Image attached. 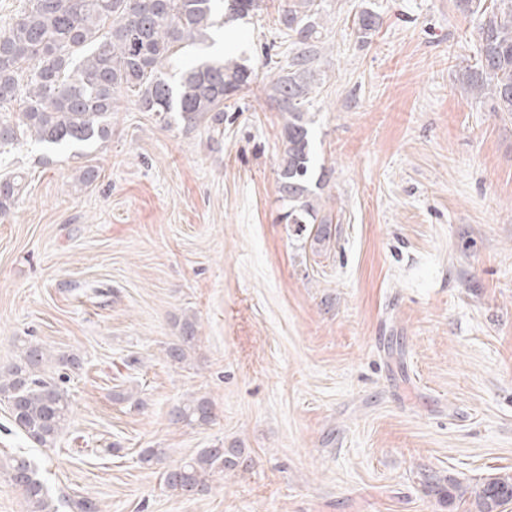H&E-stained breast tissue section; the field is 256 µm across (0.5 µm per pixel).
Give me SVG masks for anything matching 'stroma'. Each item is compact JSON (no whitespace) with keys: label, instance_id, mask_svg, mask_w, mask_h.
I'll list each match as a JSON object with an SVG mask.
<instances>
[{"label":"stroma","instance_id":"stroma-1","mask_svg":"<svg viewBox=\"0 0 512 512\" xmlns=\"http://www.w3.org/2000/svg\"><path fill=\"white\" fill-rule=\"evenodd\" d=\"M282 4L183 49L254 70L222 124L163 122L128 92L106 141L0 155V179L26 182L0 219V371L22 338L80 360L46 372L72 401L56 448L2 400L0 458L32 460L59 512H475L424 475L512 474V114L458 78L476 21L455 0H321L307 112L334 223L317 245L280 220ZM192 398L211 421L174 423ZM223 447L248 460L207 493L165 486L167 465ZM196 339V325L193 320L186 318L180 328L178 343L165 350L166 357L173 363H183L187 360L189 351L194 347Z\"/></svg>","mask_w":512,"mask_h":512}]
</instances>
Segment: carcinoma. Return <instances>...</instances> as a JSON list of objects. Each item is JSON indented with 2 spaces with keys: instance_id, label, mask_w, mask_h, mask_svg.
<instances>
[{
  "instance_id": "1",
  "label": "carcinoma",
  "mask_w": 512,
  "mask_h": 512,
  "mask_svg": "<svg viewBox=\"0 0 512 512\" xmlns=\"http://www.w3.org/2000/svg\"><path fill=\"white\" fill-rule=\"evenodd\" d=\"M261 7L262 0H30L0 35V104L23 103L16 116H0V149L28 141L48 147L104 141L124 91L137 92L140 110L165 120L176 112L189 127L206 119L222 122L224 100L251 82L249 66L235 59L202 60L183 67L173 82L163 69L173 65L180 49L207 41L222 10L232 18ZM457 7L478 18V59L462 69V82L489 100L492 111L512 113V0H457ZM319 18L318 0H285L278 25L289 51L273 91L279 111L287 114L278 186L283 218L301 233L303 225H317L314 239L320 243L330 238L333 224L317 203L331 171L316 165L305 112L317 84ZM377 25L370 11L355 22L363 39ZM21 189L16 176L0 181V218ZM195 339V322L187 318L166 357L186 361ZM47 362L44 348L24 340L19 362L0 373V398L9 404L15 426L42 448L55 446L72 414L68 392L44 378ZM211 417L204 398L174 412L177 423L206 424ZM245 460L243 448H202L166 470L164 482L174 491L204 493L215 474ZM7 468L29 512H57L32 461L14 457ZM473 494L479 512H494L512 499V477L490 478Z\"/></svg>"
}]
</instances>
